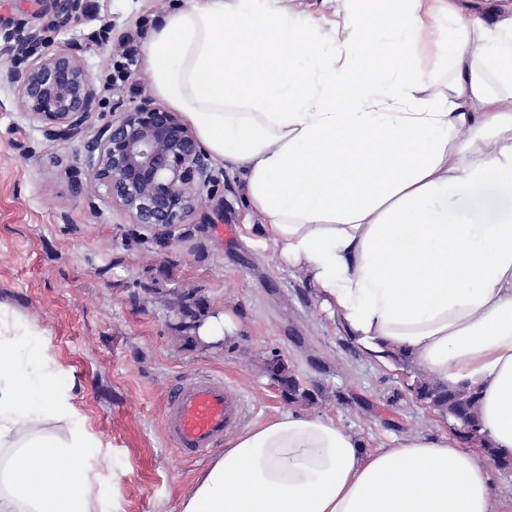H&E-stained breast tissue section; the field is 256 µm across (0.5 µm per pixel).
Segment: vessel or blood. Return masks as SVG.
I'll return each instance as SVG.
<instances>
[{"mask_svg":"<svg viewBox=\"0 0 512 512\" xmlns=\"http://www.w3.org/2000/svg\"><path fill=\"white\" fill-rule=\"evenodd\" d=\"M243 404V395L222 376L202 372L185 377L168 395L165 439L184 457H207L240 424Z\"/></svg>","mask_w":512,"mask_h":512,"instance_id":"vessel-or-blood-1","label":"vessel or blood"}]
</instances>
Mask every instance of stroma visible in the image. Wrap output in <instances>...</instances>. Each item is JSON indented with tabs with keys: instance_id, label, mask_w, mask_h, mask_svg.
Returning <instances> with one entry per match:
<instances>
[{
	"instance_id": "stroma-1",
	"label": "stroma",
	"mask_w": 512,
	"mask_h": 512,
	"mask_svg": "<svg viewBox=\"0 0 512 512\" xmlns=\"http://www.w3.org/2000/svg\"><path fill=\"white\" fill-rule=\"evenodd\" d=\"M173 5L81 0L67 16L57 0H0V27L37 31L52 46L76 50L99 84L107 63L93 43L99 29L111 27L115 44L125 34L142 43ZM150 94L132 69L124 84L103 91L80 135L57 140L0 89V305L48 331L59 385L101 440L88 459L102 471L96 493L103 507L117 496L124 512H178L205 463L168 446L163 413L170 388L201 371L224 376L244 395L249 426L292 407L263 371L277 355L314 396L292 408L338 420L366 452L447 432V420L416 399L415 368L366 357L306 274L282 261L257 226H246L238 172L211 162V181L170 243L90 186L85 142L114 110ZM164 267L173 270L170 287L203 289L214 310H234L239 337L220 350H180L163 294L148 291Z\"/></svg>"
}]
</instances>
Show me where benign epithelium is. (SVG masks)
<instances>
[{
    "label": "benign epithelium",
    "mask_w": 512,
    "mask_h": 512,
    "mask_svg": "<svg viewBox=\"0 0 512 512\" xmlns=\"http://www.w3.org/2000/svg\"><path fill=\"white\" fill-rule=\"evenodd\" d=\"M23 67L0 69V87L13 89L22 111L53 138L77 136L99 108L100 92L85 59L71 51H41L38 33L4 35ZM94 187L136 224L167 242L209 179L208 159L180 115L150 99L112 114L85 145Z\"/></svg>",
    "instance_id": "7a95c632"
}]
</instances>
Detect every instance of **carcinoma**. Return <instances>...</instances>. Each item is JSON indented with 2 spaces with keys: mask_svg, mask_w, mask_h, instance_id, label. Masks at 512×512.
<instances>
[{
  "mask_svg": "<svg viewBox=\"0 0 512 512\" xmlns=\"http://www.w3.org/2000/svg\"><path fill=\"white\" fill-rule=\"evenodd\" d=\"M166 303L170 318H184L183 322L170 326L173 341L184 351L195 349L192 323L205 319L211 313L210 301L203 289H170L166 293ZM264 372L273 382L284 387L283 400L293 404L310 399L309 390L303 386L284 359L274 356L266 360ZM411 390L417 399L424 401L438 415L460 423L464 438L485 441L479 421L476 389H451L427 375L420 374L414 379Z\"/></svg>",
  "mask_w": 512,
  "mask_h": 512,
  "instance_id": "1",
  "label": "carcinoma"
}]
</instances>
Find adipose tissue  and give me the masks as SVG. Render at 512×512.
Instances as JSON below:
<instances>
[{
  "label": "adipose tissue",
  "mask_w": 512,
  "mask_h": 512,
  "mask_svg": "<svg viewBox=\"0 0 512 512\" xmlns=\"http://www.w3.org/2000/svg\"><path fill=\"white\" fill-rule=\"evenodd\" d=\"M323 35L291 0H180L142 48L152 93L244 182L279 257L307 271L365 354L403 350L479 391L512 454V209L472 221L448 194L512 198V22L448 0H345ZM431 37L443 89L417 64ZM500 92L489 98L488 85ZM45 329L0 310V512H103L93 439ZM63 425L64 435L40 426ZM497 468L449 434L367 454L333 419L281 413L236 436L180 512H495Z\"/></svg>",
  "instance_id": "adipose-tissue-1"
}]
</instances>
